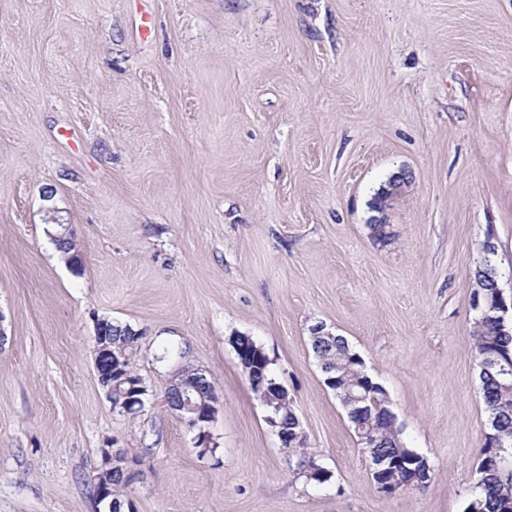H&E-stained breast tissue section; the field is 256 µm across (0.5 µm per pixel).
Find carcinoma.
Masks as SVG:
<instances>
[{"instance_id":"1","label":"carcinoma","mask_w":512,"mask_h":512,"mask_svg":"<svg viewBox=\"0 0 512 512\" xmlns=\"http://www.w3.org/2000/svg\"><path fill=\"white\" fill-rule=\"evenodd\" d=\"M474 286L480 288L488 302L496 299L499 271L491 259H486L476 269ZM472 338L475 361H481L494 351L499 355L500 363H485L478 368L483 401L488 413V427L493 437L480 448L476 468L478 477L472 487L473 497L469 509L471 512H512V498L507 499L502 495L501 472L495 465L498 455L506 451L512 453V332L501 331L493 319L478 313L473 321ZM137 343L138 337L129 335L126 326L113 324V368L136 375L133 358ZM311 348L317 358L338 367L337 385L345 384L354 391L359 390L365 375L364 367L354 359L345 338L320 336ZM352 420L353 425L364 427L376 438L375 447L366 449V454L389 462V470L381 475L383 481L396 479L405 482L411 479L416 488L426 487L431 475L429 459L407 446L395 419L375 415L371 403L367 402L364 408L352 415Z\"/></svg>"}]
</instances>
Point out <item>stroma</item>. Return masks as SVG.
<instances>
[{
	"label": "stroma",
	"instance_id": "1",
	"mask_svg": "<svg viewBox=\"0 0 512 512\" xmlns=\"http://www.w3.org/2000/svg\"><path fill=\"white\" fill-rule=\"evenodd\" d=\"M488 241L511 297L512 0H0V512H96L105 448L137 459L127 512H466ZM99 318L140 334L137 415L98 382ZM319 323L386 390L426 488L379 491ZM237 334L273 360L325 483L266 423ZM168 345L214 383L204 430L164 402Z\"/></svg>",
	"mask_w": 512,
	"mask_h": 512
}]
</instances>
